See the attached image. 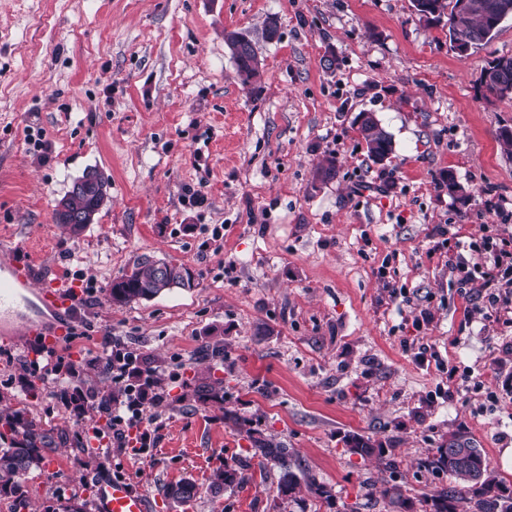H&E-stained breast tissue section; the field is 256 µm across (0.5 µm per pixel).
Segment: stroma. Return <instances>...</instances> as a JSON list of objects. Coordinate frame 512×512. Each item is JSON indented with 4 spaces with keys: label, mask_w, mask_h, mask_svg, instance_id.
Instances as JSON below:
<instances>
[{
    "label": "stroma",
    "mask_w": 512,
    "mask_h": 512,
    "mask_svg": "<svg viewBox=\"0 0 512 512\" xmlns=\"http://www.w3.org/2000/svg\"><path fill=\"white\" fill-rule=\"evenodd\" d=\"M240 29L261 59L246 85L224 43ZM504 55L512 18L463 56L447 22L421 20L412 0H0V249L34 266L33 288L75 285L74 335L56 356L82 391L112 385L94 360L109 336L167 394L150 448L113 452L99 471L110 437L73 439L101 414L56 385L29 396L32 344L0 337V409H26L59 436L49 467L26 477L25 506L2 497L0 512L75 494L96 512L104 474L152 512H392L391 486L412 498L450 486L424 461L457 431L512 489V314L459 287L448 263H478L468 245L495 221L487 202L512 203V147L499 137L512 99L478 87ZM362 111L392 137L384 163L364 149ZM330 155L324 184L315 172ZM89 168L110 199L72 237L52 210ZM448 224L455 237L435 235ZM144 254L185 265L198 286L113 305L112 279ZM202 377L223 401L192 399ZM350 432L387 448L397 470L347 452ZM254 435L287 448L335 505L305 490L279 499ZM236 461L244 482L211 492ZM184 479L198 496L167 498Z\"/></svg>",
    "instance_id": "35a3bbf8"
}]
</instances>
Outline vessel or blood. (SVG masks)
I'll return each instance as SVG.
<instances>
[{
  "label": "vessel or blood",
  "instance_id": "b4317fda",
  "mask_svg": "<svg viewBox=\"0 0 512 512\" xmlns=\"http://www.w3.org/2000/svg\"><path fill=\"white\" fill-rule=\"evenodd\" d=\"M32 278L31 266L17 265L6 254H0V334L13 335L14 317L26 314L37 305L46 309L52 320L48 323L29 321L24 327L26 336L30 341L49 347L62 346L71 334L66 312L73 296L57 283L46 289L32 291ZM94 494L99 512H149L150 509L147 497L123 479L108 476L99 478Z\"/></svg>",
  "mask_w": 512,
  "mask_h": 512
}]
</instances>
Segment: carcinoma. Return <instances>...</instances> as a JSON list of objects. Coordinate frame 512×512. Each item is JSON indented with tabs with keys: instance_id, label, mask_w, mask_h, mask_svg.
I'll list each match as a JSON object with an SVG mask.
<instances>
[{
	"instance_id": "cac0c4a2",
	"label": "carcinoma",
	"mask_w": 512,
	"mask_h": 512,
	"mask_svg": "<svg viewBox=\"0 0 512 512\" xmlns=\"http://www.w3.org/2000/svg\"><path fill=\"white\" fill-rule=\"evenodd\" d=\"M417 11L427 12L431 21H440L448 14V38L451 44L477 47L491 39L504 17L512 16V0H416ZM224 41L236 64L242 83L247 84L257 74L260 60L252 40L244 31L224 33ZM512 85V56H501L485 67L479 76V86L497 95L499 86ZM358 130L364 139L370 159L384 163L393 150L391 136L372 112L357 116ZM111 183L100 172H95V183L79 194H66L68 207L78 213H97L108 199ZM197 286L193 272L182 264L169 263L159 274L149 263L136 258L131 271L112 280L109 299L116 306L134 301L149 300L174 288L191 289ZM9 439L8 446L0 447V496H12L18 505H25L24 477L44 464L48 454L56 448L52 429L44 427L23 410L0 411V440ZM255 454L267 462L280 466L277 496L290 497L300 485L311 493L334 504L331 489L315 481H301L296 464L288 462V449L264 439H252ZM348 451L362 458L383 457L385 448L359 434L344 437ZM424 465L453 478L456 485L421 494L414 500L398 487L387 490L390 504L397 512H413L420 505L429 512H512L504 505L512 502V490L496 479L482 449L464 433L448 437V447L438 448L424 460ZM244 477L235 466L226 464L212 478L210 490L219 493L226 487L239 485ZM166 495L180 503H189L198 495L195 482L184 479L166 490Z\"/></svg>"
}]
</instances>
